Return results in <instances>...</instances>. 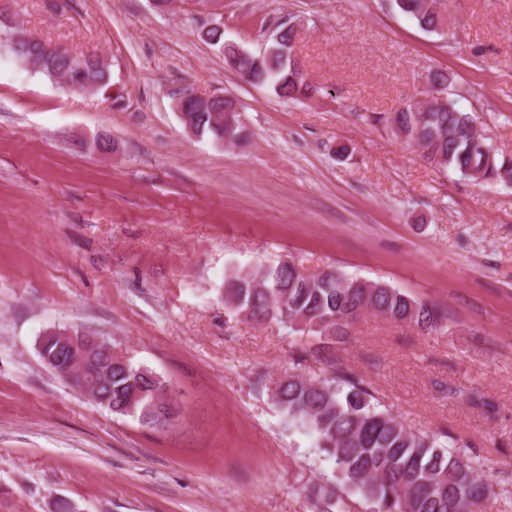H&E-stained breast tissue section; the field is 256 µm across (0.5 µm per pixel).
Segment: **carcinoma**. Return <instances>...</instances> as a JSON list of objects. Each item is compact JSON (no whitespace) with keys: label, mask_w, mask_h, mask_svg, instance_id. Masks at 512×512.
Here are the masks:
<instances>
[{"label":"carcinoma","mask_w":512,"mask_h":512,"mask_svg":"<svg viewBox=\"0 0 512 512\" xmlns=\"http://www.w3.org/2000/svg\"><path fill=\"white\" fill-rule=\"evenodd\" d=\"M394 6L423 30L435 32L443 25L440 15L423 8L421 0H394ZM206 38L235 58L233 68L248 82L269 85L281 97L316 99L318 90L290 56L272 54L256 64L246 51L225 44L222 27L208 29ZM0 45L21 65L39 62L37 72L51 80L62 75L99 91L109 87V67L94 54H49L41 40L10 27L0 28ZM232 106L224 98L201 99L182 122L197 137L222 140L224 110ZM385 122L407 144H423L427 159L443 170L478 183L512 177V159L495 151L490 138L474 129L472 116L451 98L448 107L437 111L421 112L417 104H409ZM361 284L336 269L306 276L290 260L232 267L224 276V305L254 323L279 321L298 335L302 350L320 354L349 336L351 315L361 311L426 331L436 329L442 319L433 305L384 281L372 288ZM57 346L45 335L39 342V355L51 369ZM100 391L112 394L113 413L131 415L157 429L170 424L178 402L162 376L131 363L112 366V378ZM272 398L288 421L307 430L316 448L333 460L336 476L347 489L375 505L377 512H480L492 494V486L458 445L446 447L379 409L362 382L337 368L333 359L326 360L325 374L318 379L299 374L280 379Z\"/></svg>","instance_id":"obj_1"}]
</instances>
